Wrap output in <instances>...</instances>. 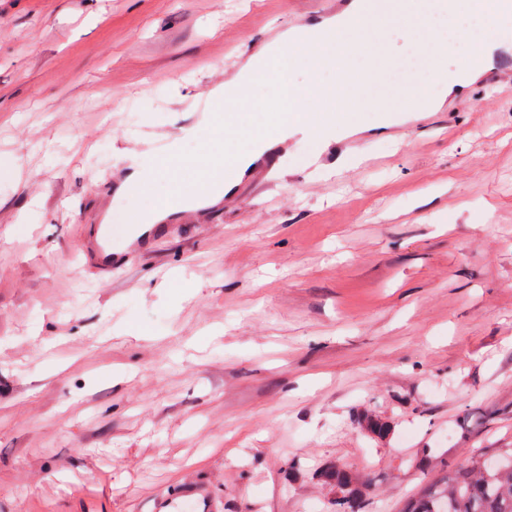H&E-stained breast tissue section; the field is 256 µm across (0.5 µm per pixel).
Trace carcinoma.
<instances>
[{
	"label": "carcinoma",
	"instance_id": "cac0c4a2",
	"mask_svg": "<svg viewBox=\"0 0 512 512\" xmlns=\"http://www.w3.org/2000/svg\"><path fill=\"white\" fill-rule=\"evenodd\" d=\"M359 423L377 439L392 429L370 410L360 413ZM316 477L332 493L336 512H364L367 481L337 466L321 468ZM405 512H512V447L470 449L462 463L421 487Z\"/></svg>",
	"mask_w": 512,
	"mask_h": 512
}]
</instances>
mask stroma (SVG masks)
Instances as JSON below:
<instances>
[{
	"label": "stroma",
	"mask_w": 512,
	"mask_h": 512,
	"mask_svg": "<svg viewBox=\"0 0 512 512\" xmlns=\"http://www.w3.org/2000/svg\"><path fill=\"white\" fill-rule=\"evenodd\" d=\"M331 0H0V512H330L364 472L402 512L431 454L512 444V97L367 112L353 154L189 203L113 274L91 224L133 223L144 138L196 115L270 27ZM395 425L376 442L355 414ZM492 413L458 442L463 413ZM318 482L333 495L335 512H365L368 482L354 472L337 466H325L317 471Z\"/></svg>",
	"instance_id": "1"
}]
</instances>
